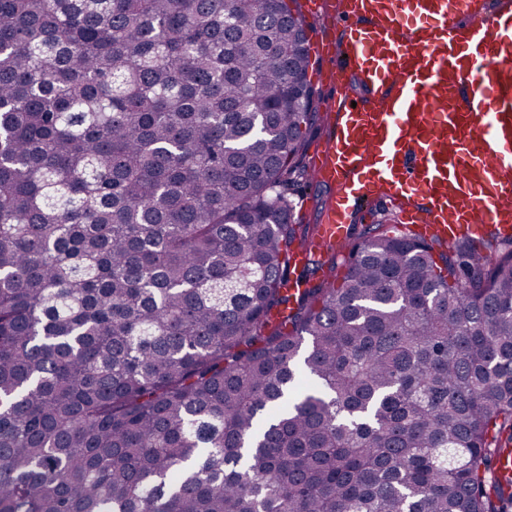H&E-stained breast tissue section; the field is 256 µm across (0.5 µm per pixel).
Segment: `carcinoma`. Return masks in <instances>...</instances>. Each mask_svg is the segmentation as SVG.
<instances>
[{
    "label": "carcinoma",
    "instance_id": "1",
    "mask_svg": "<svg viewBox=\"0 0 512 512\" xmlns=\"http://www.w3.org/2000/svg\"><path fill=\"white\" fill-rule=\"evenodd\" d=\"M310 51L284 0H0V512H512V239L290 279Z\"/></svg>",
    "mask_w": 512,
    "mask_h": 512
}]
</instances>
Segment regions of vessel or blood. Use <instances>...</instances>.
Instances as JSON below:
<instances>
[{"label":"vessel or blood","mask_w":512,"mask_h":512,"mask_svg":"<svg viewBox=\"0 0 512 512\" xmlns=\"http://www.w3.org/2000/svg\"><path fill=\"white\" fill-rule=\"evenodd\" d=\"M332 22L311 172L334 197L298 258L340 248L378 198L423 237L511 236L512 0H339Z\"/></svg>","instance_id":"vessel-or-blood-1"}]
</instances>
